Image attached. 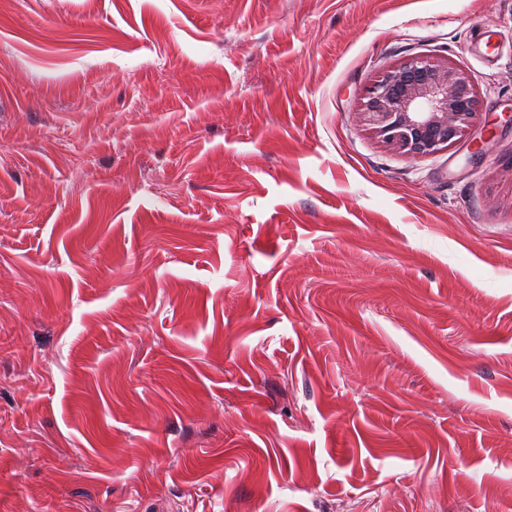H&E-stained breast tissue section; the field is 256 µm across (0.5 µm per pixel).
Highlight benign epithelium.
<instances>
[{"mask_svg": "<svg viewBox=\"0 0 512 512\" xmlns=\"http://www.w3.org/2000/svg\"><path fill=\"white\" fill-rule=\"evenodd\" d=\"M480 99L457 64L416 56L384 71L365 90L357 118L389 149L425 158L455 144L476 127Z\"/></svg>", "mask_w": 512, "mask_h": 512, "instance_id": "1", "label": "benign epithelium"}]
</instances>
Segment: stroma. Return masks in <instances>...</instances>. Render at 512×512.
Returning a JSON list of instances; mask_svg holds the SVG:
<instances>
[{"instance_id": "35a3bbf8", "label": "stroma", "mask_w": 512, "mask_h": 512, "mask_svg": "<svg viewBox=\"0 0 512 512\" xmlns=\"http://www.w3.org/2000/svg\"><path fill=\"white\" fill-rule=\"evenodd\" d=\"M510 503L512 0H0V512ZM363 99L359 122L389 149L414 159L434 155L470 134L481 114L470 75L432 56L387 69Z\"/></svg>"}]
</instances>
